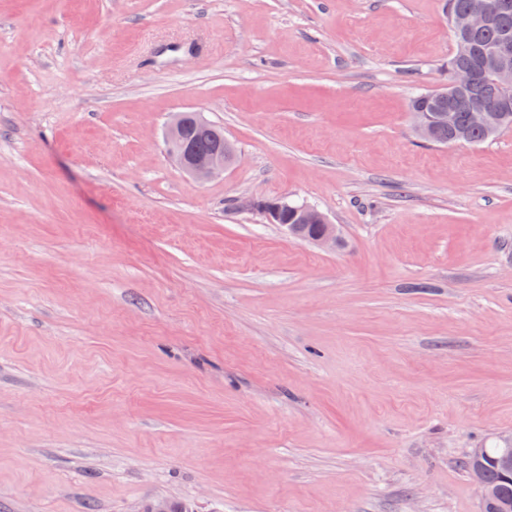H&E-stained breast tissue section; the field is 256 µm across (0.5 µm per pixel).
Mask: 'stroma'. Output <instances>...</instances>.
<instances>
[{"label": "stroma", "instance_id": "obj_1", "mask_svg": "<svg viewBox=\"0 0 512 512\" xmlns=\"http://www.w3.org/2000/svg\"><path fill=\"white\" fill-rule=\"evenodd\" d=\"M452 50L443 0H0V512H480L512 132L416 136ZM182 111L223 174L169 158ZM186 112H175L172 115L166 129V143L171 158L184 171L198 180L205 181L216 175L224 173V169L233 162V155L230 152L231 145L225 144L224 148L214 150L207 155L194 156L184 147V127L186 124ZM224 143V129L217 125L210 124L209 131L206 133L191 130L188 134V144L194 154H205ZM250 209L262 213L268 223L279 224L293 237L309 241L319 247L332 249L338 245L336 225L329 224L325 214L316 206L301 204L291 207L287 200L283 199H252L246 203ZM292 209L299 216L297 224H288V210ZM315 223L318 232L310 237L304 235V225Z\"/></svg>", "mask_w": 512, "mask_h": 512}]
</instances>
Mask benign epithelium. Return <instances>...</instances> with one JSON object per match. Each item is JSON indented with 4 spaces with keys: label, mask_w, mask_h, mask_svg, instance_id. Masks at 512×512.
Listing matches in <instances>:
<instances>
[{
    "label": "benign epithelium",
    "mask_w": 512,
    "mask_h": 512,
    "mask_svg": "<svg viewBox=\"0 0 512 512\" xmlns=\"http://www.w3.org/2000/svg\"><path fill=\"white\" fill-rule=\"evenodd\" d=\"M493 21L492 14L484 9H470L458 12L450 19V25L457 34V52L464 56L469 52V37L486 30ZM487 76L488 91L483 97L460 99L456 88L473 80V74L457 71L445 88L438 89V94L448 98V109L438 112H413L411 117L414 129L420 139L431 141L435 128L448 127V132H458V112L469 113L472 126L494 135L503 128V122L512 115V39L502 37L489 47L486 59L481 65ZM187 115L176 112L172 115L166 129V143L171 158L184 171L193 177L205 181L224 172L233 162L231 145L214 150L203 156H194L184 147V127ZM246 206L262 213L268 223L278 224L296 238L309 241L319 247L332 249L338 245L336 225L329 223L325 214L316 206L301 204L290 206L283 199H252ZM315 223L318 232L310 237L304 235V225ZM497 440L505 445L504 456L500 463L504 469V479L512 480V434L503 433ZM472 463L468 474L478 487L482 499V512H512V502L498 498L496 492L488 487L485 471L489 459L484 449L475 448L471 453Z\"/></svg>",
    "instance_id": "7a95c632"
}]
</instances>
